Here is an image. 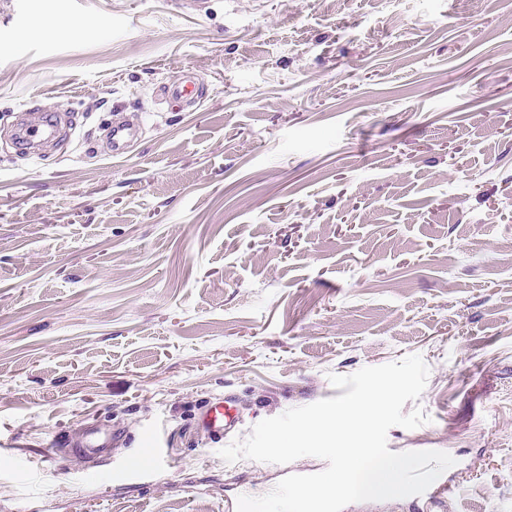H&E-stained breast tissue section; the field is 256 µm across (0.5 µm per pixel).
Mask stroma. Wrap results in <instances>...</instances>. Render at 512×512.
Instances as JSON below:
<instances>
[{
    "label": "stroma",
    "instance_id": "stroma-1",
    "mask_svg": "<svg viewBox=\"0 0 512 512\" xmlns=\"http://www.w3.org/2000/svg\"><path fill=\"white\" fill-rule=\"evenodd\" d=\"M508 46L512 0H0V512H236L326 463L225 462L204 401L234 442L411 354L389 450L512 512ZM24 109L76 127L21 158ZM88 427L121 446L55 456ZM200 84L195 76L187 75L179 82L164 88V96L174 104H192L199 97ZM139 133V125L134 123L112 125L109 133V147L112 156H121L125 153L129 143ZM238 424L239 420L228 405V400L221 399L205 404L200 410L197 422L199 429L218 441L224 439V435L235 431Z\"/></svg>",
    "mask_w": 512,
    "mask_h": 512
}]
</instances>
